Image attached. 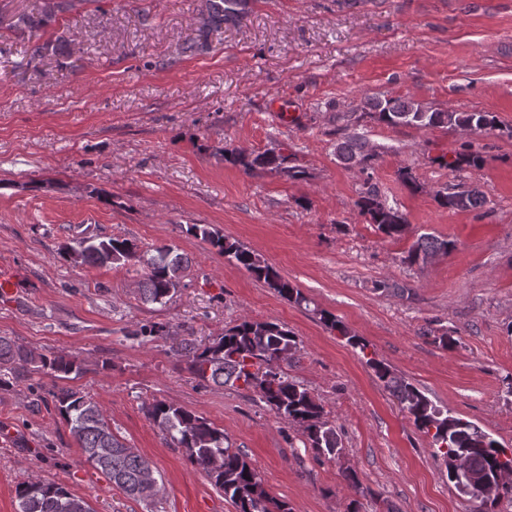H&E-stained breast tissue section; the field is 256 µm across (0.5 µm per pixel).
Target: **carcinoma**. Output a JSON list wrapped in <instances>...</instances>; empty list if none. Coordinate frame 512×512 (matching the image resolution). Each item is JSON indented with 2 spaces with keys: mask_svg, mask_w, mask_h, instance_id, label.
Instances as JSON below:
<instances>
[{
  "mask_svg": "<svg viewBox=\"0 0 512 512\" xmlns=\"http://www.w3.org/2000/svg\"><path fill=\"white\" fill-rule=\"evenodd\" d=\"M98 0H44L36 12L0 8V24L16 32H29L36 39L30 59L57 57L69 60L75 54L62 36L43 38L57 24L59 15L76 7ZM246 0H206V13L197 36L185 41L179 53L192 56L207 46L211 33L224 24L235 25L243 18ZM364 107L378 121L390 126H412L419 129L458 128L486 131L498 127V118L492 112H452L428 108L412 98H366ZM336 157L348 164L363 162L370 169L377 154L369 145L365 133L353 129L336 145ZM227 160L247 174L258 171L283 172L295 178L300 171L286 166L287 157L274 151L248 153L236 150L227 154ZM463 164L478 167L480 156L473 152L456 155L444 162L448 168ZM439 206L448 210H475L488 204L486 197L474 190L450 192L444 186L434 191ZM357 205L369 223L388 238L404 236L409 224L399 208L382 199L378 184L366 179L361 186ZM187 231L201 237L236 265L263 282L282 298L298 305L307 298L285 280L272 266L242 245L231 242L207 224H191ZM455 243L431 234H422L408 250L404 261L410 265L426 264L434 257L447 255ZM154 255L145 257L138 247L127 239L98 240L83 237L75 243L63 244L60 256L76 264L144 267L138 292L145 302L162 304L179 288L188 260L169 245L153 248ZM326 325L347 337L350 344L365 349L357 336L350 334L336 317L321 312ZM299 349L294 334L272 321L243 320L224 330L202 350L194 351L188 370L201 382L232 387L240 383L256 391L260 400L281 419L302 428L307 444L317 457L338 458L343 446L336 430L324 419V408L300 383L288 378L280 369V362L292 358ZM30 350L0 336V388L21 378L42 374L53 380H64L72 373L81 372V363L69 355L51 357L40 355L34 361ZM383 387L397 400L414 426L431 437L436 447L434 456L442 461L448 481L460 494L475 503V512H496L500 494L461 486L459 463L465 462L467 472L476 480H489L499 485L507 479L512 483V452L483 432L472 422L452 415L438 407L406 378L396 375L382 361L368 359ZM59 414L70 427V432L86 461L130 498L149 503L157 502V490L144 482L145 471L151 462L128 446L114 433L100 406L92 397L66 387L51 392ZM147 416L184 449L187 460L203 471L211 483L231 501L236 512H288L268 493L257 471L238 448L224 445V431L211 422L181 406L164 401L145 405ZM18 512H92L89 503L55 482L27 480L16 488Z\"/></svg>",
  "mask_w": 512,
  "mask_h": 512,
  "instance_id": "1",
  "label": "carcinoma"
}]
</instances>
